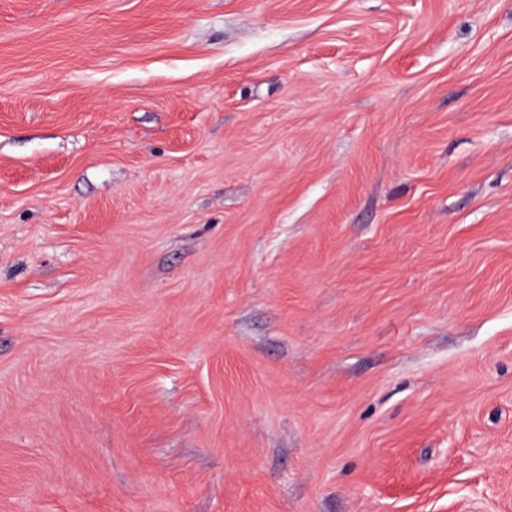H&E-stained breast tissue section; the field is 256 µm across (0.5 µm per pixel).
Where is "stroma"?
<instances>
[{
	"mask_svg": "<svg viewBox=\"0 0 512 512\" xmlns=\"http://www.w3.org/2000/svg\"><path fill=\"white\" fill-rule=\"evenodd\" d=\"M0 512H512V0H0Z\"/></svg>",
	"mask_w": 512,
	"mask_h": 512,
	"instance_id": "obj_1",
	"label": "stroma"
}]
</instances>
